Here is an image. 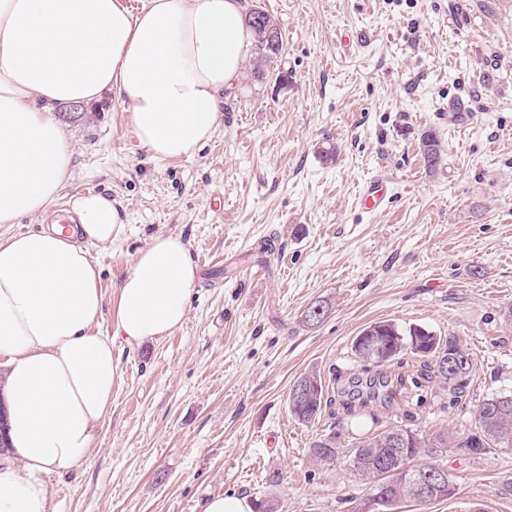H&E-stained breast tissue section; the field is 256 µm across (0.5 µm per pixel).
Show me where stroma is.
Returning <instances> with one entry per match:
<instances>
[{
	"instance_id": "1",
	"label": "stroma",
	"mask_w": 512,
	"mask_h": 512,
	"mask_svg": "<svg viewBox=\"0 0 512 512\" xmlns=\"http://www.w3.org/2000/svg\"><path fill=\"white\" fill-rule=\"evenodd\" d=\"M246 3L276 21L283 51L262 78L244 62L195 157L151 159L115 99L55 109L72 144L62 203L82 186L122 208V235L98 255L105 297L160 234L187 243L199 277L180 327L114 345L112 409L90 456L45 478L54 512H202L223 493L352 512L367 487L312 455L319 437L463 431L475 405L512 389V0ZM427 132L444 153L434 170ZM378 176L393 197L364 211L361 187ZM318 300L326 318L304 324ZM384 320L460 341L476 360L461 401L435 381L411 420L377 402L294 420L295 380L357 374L352 341ZM423 461L453 476L455 495L395 512H512V449Z\"/></svg>"
}]
</instances>
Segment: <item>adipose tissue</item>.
I'll use <instances>...</instances> for the list:
<instances>
[{
  "mask_svg": "<svg viewBox=\"0 0 512 512\" xmlns=\"http://www.w3.org/2000/svg\"><path fill=\"white\" fill-rule=\"evenodd\" d=\"M250 45L243 0H145L135 13L122 0H0V224L55 212L72 157L57 105L112 96L154 158H191L219 130ZM64 218L0 238V512H53L46 475L86 460L112 407L115 340L179 327L198 279L182 239L158 235L106 305L93 252L120 237L121 213L88 194ZM107 306L108 335L96 329Z\"/></svg>",
  "mask_w": 512,
  "mask_h": 512,
  "instance_id": "1",
  "label": "adipose tissue"
}]
</instances>
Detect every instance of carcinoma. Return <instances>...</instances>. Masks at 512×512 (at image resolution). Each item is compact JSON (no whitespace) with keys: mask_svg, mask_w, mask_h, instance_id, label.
I'll use <instances>...</instances> for the list:
<instances>
[{"mask_svg":"<svg viewBox=\"0 0 512 512\" xmlns=\"http://www.w3.org/2000/svg\"><path fill=\"white\" fill-rule=\"evenodd\" d=\"M249 27L254 32L255 44L253 65L257 76H264L277 64L282 51V34L271 17L259 8L249 10ZM421 149L430 169L442 162V153L436 138L427 134L422 139ZM385 338L390 346L385 349L382 360L371 364L366 360L367 347L376 339ZM353 351L361 362L362 375L348 379V384L337 388V393L350 397L342 403L347 414L356 415L372 402L385 406L400 404L407 408L423 400V393L432 380L437 379L448 387V395L457 398L463 393L464 379L475 367L473 357L453 337H442L418 325L402 326L391 321L371 324L354 338ZM409 352L420 359V368L395 374L381 371V367L395 360L403 352ZM444 352L452 363L448 374L435 367L433 359ZM511 398L512 392L495 393L479 402L473 412L474 428L467 431L439 429L427 435H420L421 442L409 448L395 450L382 446V435L370 434L353 444L351 449L341 448L336 435H329L312 445V455L322 461H334L344 456L350 466L367 481L369 495L367 502H380L383 512H391L402 501H418L413 489L420 477L438 471L415 460L426 448H452L481 455L490 448H512V403L500 406V400ZM332 398L320 375L312 372L299 377L288 392V407L292 416L303 424H313L321 418L322 412ZM398 454L407 467L409 481L397 486H386L375 464L377 453Z\"/></svg>","mask_w":512,"mask_h":512,"instance_id":"obj_1","label":"carcinoma"}]
</instances>
